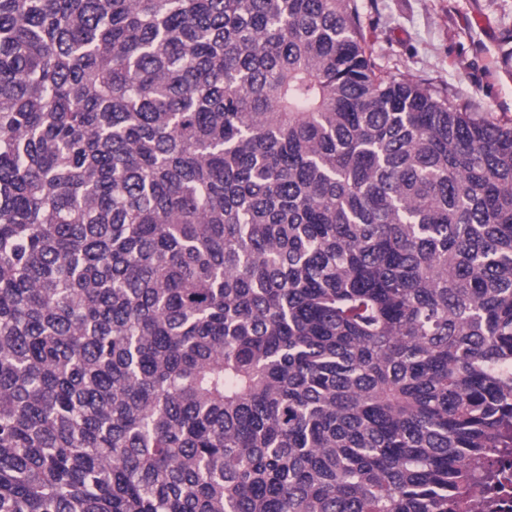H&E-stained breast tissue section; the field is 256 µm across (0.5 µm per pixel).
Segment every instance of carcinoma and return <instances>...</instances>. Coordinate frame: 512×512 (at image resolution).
I'll list each match as a JSON object with an SVG mask.
<instances>
[{"mask_svg":"<svg viewBox=\"0 0 512 512\" xmlns=\"http://www.w3.org/2000/svg\"><path fill=\"white\" fill-rule=\"evenodd\" d=\"M512 444V120L353 0H0V512H463Z\"/></svg>","mask_w":512,"mask_h":512,"instance_id":"obj_1","label":"carcinoma"}]
</instances>
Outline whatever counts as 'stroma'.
<instances>
[{
    "instance_id": "35a3bbf8",
    "label": "stroma",
    "mask_w": 512,
    "mask_h": 512,
    "mask_svg": "<svg viewBox=\"0 0 512 512\" xmlns=\"http://www.w3.org/2000/svg\"><path fill=\"white\" fill-rule=\"evenodd\" d=\"M387 74L448 92L475 116L512 117V0H354Z\"/></svg>"
}]
</instances>
